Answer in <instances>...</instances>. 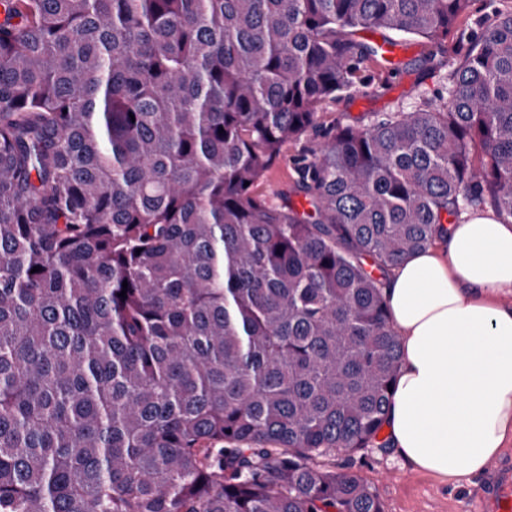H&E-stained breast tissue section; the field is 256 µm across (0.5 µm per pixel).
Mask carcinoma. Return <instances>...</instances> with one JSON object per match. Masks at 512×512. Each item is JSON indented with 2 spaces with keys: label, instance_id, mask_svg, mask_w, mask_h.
I'll list each match as a JSON object with an SVG mask.
<instances>
[{
  "label": "carcinoma",
  "instance_id": "obj_1",
  "mask_svg": "<svg viewBox=\"0 0 512 512\" xmlns=\"http://www.w3.org/2000/svg\"><path fill=\"white\" fill-rule=\"evenodd\" d=\"M469 2L0 0V512H384L325 463L388 447L383 279L512 224V0ZM363 30L467 47L259 193ZM494 0H471L467 14L461 19L460 28L466 29L468 34L478 32L482 19L490 14Z\"/></svg>",
  "mask_w": 512,
  "mask_h": 512
}]
</instances>
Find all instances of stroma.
<instances>
[{
    "label": "stroma",
    "mask_w": 512,
    "mask_h": 512,
    "mask_svg": "<svg viewBox=\"0 0 512 512\" xmlns=\"http://www.w3.org/2000/svg\"><path fill=\"white\" fill-rule=\"evenodd\" d=\"M403 56L398 70L389 71L377 62H365L361 72L368 86L352 96L327 103L319 113V126L302 142L286 143L278 163L268 173L258 190L267 196L285 189L295 179L294 157L302 147L323 142L324 130L333 123H349L374 114L394 112L415 104L422 95L438 88L445 72V58H456L464 46L449 39L447 54L435 53L433 47L417 38L401 41ZM331 463L337 470L349 471L366 482L380 498L385 512H474L493 477L495 466L487 464L477 479L463 477L456 486L437 482L411 469L387 449L369 448L354 454L336 453Z\"/></svg>",
    "instance_id": "1"
}]
</instances>
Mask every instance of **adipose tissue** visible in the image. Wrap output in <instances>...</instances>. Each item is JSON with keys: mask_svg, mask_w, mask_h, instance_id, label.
Here are the masks:
<instances>
[{"mask_svg": "<svg viewBox=\"0 0 512 512\" xmlns=\"http://www.w3.org/2000/svg\"><path fill=\"white\" fill-rule=\"evenodd\" d=\"M512 224L473 211L392 268L383 295L402 359L392 452L449 485L512 446Z\"/></svg>", "mask_w": 512, "mask_h": 512, "instance_id": "obj_1", "label": "adipose tissue"}]
</instances>
